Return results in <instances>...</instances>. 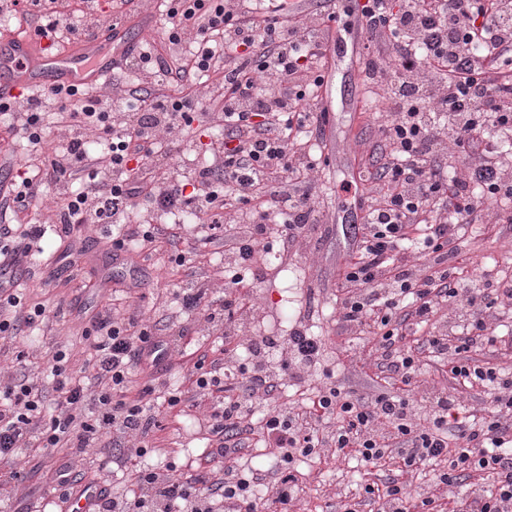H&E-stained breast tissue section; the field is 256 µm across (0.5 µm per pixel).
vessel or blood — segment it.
<instances>
[{"instance_id": "1", "label": "vessel or blood", "mask_w": 512, "mask_h": 512, "mask_svg": "<svg viewBox=\"0 0 512 512\" xmlns=\"http://www.w3.org/2000/svg\"><path fill=\"white\" fill-rule=\"evenodd\" d=\"M136 46V41L108 25L65 53L37 49L28 38L11 35L0 40V83L15 96L58 84L97 89L111 80L114 69Z\"/></svg>"}]
</instances>
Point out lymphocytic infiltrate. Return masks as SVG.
<instances>
[{
	"instance_id": "1",
	"label": "lymphocytic infiltrate",
	"mask_w": 512,
	"mask_h": 512,
	"mask_svg": "<svg viewBox=\"0 0 512 512\" xmlns=\"http://www.w3.org/2000/svg\"><path fill=\"white\" fill-rule=\"evenodd\" d=\"M90 0H0V13L18 20L42 18L36 32L48 36L74 32L70 16L82 15ZM167 26L162 47L139 50L127 67L141 84L116 97H96L63 85L30 97L23 106L0 97V128L24 134L35 161L20 180L11 182L4 206L29 210L44 181L58 185L61 224H113L112 250L127 251L136 240L176 238L178 225L162 234L121 230L122 218L138 202L169 214L189 213L205 223L206 243H228L231 265L254 262L260 244L272 232L288 240L306 235L312 222L310 174L317 166L309 142L321 119L314 105L324 82L325 40L334 15L289 11L286 0L268 7L262 0H163ZM360 20L369 37L389 45L367 51L366 72L374 87L392 103L383 127L388 150L364 217L360 243L339 274L343 295L340 319L368 329L387 371L410 384L419 369L416 348L404 344L405 331L425 328L437 306L464 308L467 323L456 336L432 334L423 345L439 355L456 354L454 379L481 385L492 399L481 421L458 424L460 445L448 437V419L457 403L442 397L429 407L426 425L411 421L409 393L357 397L336 384L317 388L308 410L269 409L261 427L268 447L280 449L274 476L238 467V455L251 432L246 423L256 396L278 389L270 352L288 355L297 369L315 365L322 343L303 328L288 338L251 339V365L232 371L221 359L200 354L193 364L196 394L213 396L207 415L212 447L205 470L186 478L139 464L145 446L124 451L132 465L126 481L130 495L112 491L97 512H257V486L270 484L275 512H292L298 480L290 469L295 455L334 447L337 456H355L378 466L395 451L405 467L447 462L439 475L450 486L474 472L486 474L494 490L457 501L451 512H512V376L463 357L492 344L500 302L512 301V285L484 281L473 286L460 278L457 219L476 216L485 204L497 205L496 221L512 223V168L505 147L512 143V0H411L393 13L390 0H364ZM207 78L221 106L223 142L213 145L214 164L191 178L168 173V152L161 132L186 119L198 97L199 78ZM59 105L68 131L63 148L48 140V103ZM104 143L95 152L88 132ZM451 151L466 160L465 174L447 177L437 156ZM249 212L255 224L228 231V213ZM42 225H0V261L43 251ZM240 276H231L222 303L205 287L182 291L185 308L235 337L237 316L252 306L242 293ZM46 318L42 303L20 289L0 293V336L14 337ZM92 354L80 373L68 367L66 350L49 362L51 381L29 373L0 375V464L18 479L15 465L33 449L67 448L85 453L103 435L117 432L144 438L158 427V413L148 401L151 387L130 396L135 369L156 367L164 348L160 337L134 318L112 314L91 318L83 329ZM54 391L56 415L46 413L47 391ZM336 428L320 435L323 421Z\"/></svg>"
}]
</instances>
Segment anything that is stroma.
<instances>
[{"mask_svg": "<svg viewBox=\"0 0 512 512\" xmlns=\"http://www.w3.org/2000/svg\"><path fill=\"white\" fill-rule=\"evenodd\" d=\"M291 8L306 13L336 12L340 21L333 42L347 52L344 64L336 66L328 77L329 112L315 142L318 165L313 173L315 224L311 232L295 242L279 235L267 241L271 253L240 268V275L253 282L255 306L237 321L239 341L234 360L246 362L245 348L256 336H288L292 327L302 326L318 336L323 352L318 367L305 372L303 379L283 376L277 397L281 407L300 406L311 397L324 378L342 385L364 398L388 392L396 393L389 372L377 368L378 355L372 352V336L344 326L339 320L340 304L336 296L337 273L346 255L357 243L347 215L363 216L369 164L384 152L381 129L390 104L383 91L364 80L365 32L357 30L349 16L357 0H288ZM125 25L127 33L139 44L160 43L164 19L154 0H132L122 13H115L110 0H97L85 24L98 29L106 23ZM190 125L173 132L179 146L170 162L172 174L186 175L206 159L211 143L223 140L224 125L208 112L207 104L190 110ZM351 186L348 195H339L340 184ZM54 183H45L33 203L32 217L45 225L44 252L33 264L21 285L52 315L39 328L16 338L0 339V363L11 364L18 353H26L31 362L46 363L57 346L70 352V366L80 371L91 349L82 335L83 324L70 314H56L59 303L76 302L91 312L107 309L119 302L124 317H136L153 326L168 343V359L160 377L167 388L187 389L186 373L192 352L220 349L219 332L208 331L199 315L184 308L177 298L180 289L195 286L209 288L214 301L224 298V271L227 258L223 247L203 246L206 229L189 223L184 227L177 250L183 251V266L172 267L165 247H146L113 255L108 226L79 227L74 237L96 236L102 245L95 258H77L73 271H64L67 241L55 232ZM464 252V265L470 279L489 275L512 279V224H489L477 218L458 226ZM501 341L493 347L470 351L476 363L512 373V312L506 313L496 329ZM445 395L460 403L469 413L482 416L491 396L487 389L467 387L453 379L443 359L423 358L413 380L412 420L425 424L428 407ZM207 401L192 399L182 405L179 415L164 420L161 430L146 440L149 448L145 463L158 468H173L175 475L189 476L204 465L210 449L209 431L204 421ZM66 449H55L45 458L44 467L12 488L1 502L6 512H32L38 498L57 505L53 474L56 467L69 461ZM293 471L301 488L295 512H341L346 503L363 497L364 469L357 461H338L332 448L318 449L308 457L295 456ZM489 481L480 476L459 479L451 486H440L429 468L420 469L411 478V492L424 495L432 491L469 499L489 490Z\"/></svg>", "mask_w": 512, "mask_h": 512, "instance_id": "1", "label": "stroma"}]
</instances>
